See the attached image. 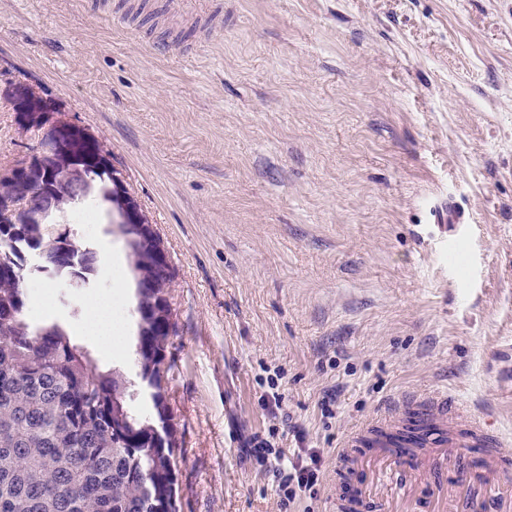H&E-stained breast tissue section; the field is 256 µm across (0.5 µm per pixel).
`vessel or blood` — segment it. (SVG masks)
Here are the masks:
<instances>
[{
    "instance_id": "1",
    "label": "vessel or blood",
    "mask_w": 512,
    "mask_h": 512,
    "mask_svg": "<svg viewBox=\"0 0 512 512\" xmlns=\"http://www.w3.org/2000/svg\"><path fill=\"white\" fill-rule=\"evenodd\" d=\"M190 5L196 22V45L210 38L217 18L209 9L210 0H184ZM413 413L424 421L430 431L428 453L422 464L406 468L399 453H368L361 448L360 436L347 439L337 451L340 467L355 468L370 473L374 486L386 491L383 505L386 512H412L414 491L425 476L455 474L451 483L436 484L432 493V512H483L489 506L488 494L502 484L512 481V452L503 446L500 435L490 433L477 420L461 424L447 396L406 400L402 412L376 422L377 427L397 426L403 413ZM471 448L486 451L481 472H471L466 464V452ZM373 488L362 489L358 500L346 497L341 487H334L332 498L336 512H360L364 501L373 497Z\"/></svg>"
}]
</instances>
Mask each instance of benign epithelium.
Masks as SVG:
<instances>
[{
  "instance_id": "obj_1",
  "label": "benign epithelium",
  "mask_w": 512,
  "mask_h": 512,
  "mask_svg": "<svg viewBox=\"0 0 512 512\" xmlns=\"http://www.w3.org/2000/svg\"><path fill=\"white\" fill-rule=\"evenodd\" d=\"M12 111L15 112L19 130L27 139L36 143L52 144L49 151L32 152L25 149L18 160L8 169L0 171V180L12 181L20 186L14 198H0V222L3 224H45L54 216L68 212L76 202L94 193L97 183L80 152L88 145H99L95 166L108 172L110 180L106 190L110 204L116 208L124 224H137L144 237L151 243L158 264L168 269L172 263L162 246L154 225L142 212L137 201L128 191L120 173L112 165V159L104 145L84 125L72 118L63 104L55 97L40 92L31 86L24 89L13 84ZM62 169L66 173L63 186L51 189V206L37 200L32 191L36 176L48 170Z\"/></svg>"
}]
</instances>
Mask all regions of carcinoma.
Returning a JSON list of instances; mask_svg holds the SVG:
<instances>
[{
  "instance_id": "obj_1",
  "label": "carcinoma",
  "mask_w": 512,
  "mask_h": 512,
  "mask_svg": "<svg viewBox=\"0 0 512 512\" xmlns=\"http://www.w3.org/2000/svg\"><path fill=\"white\" fill-rule=\"evenodd\" d=\"M1 239L42 252L40 272L48 279L84 285L97 267L94 249L75 251L73 235L55 237L46 224L0 223ZM12 256L0 266V512H177L176 434L158 433L134 414L119 370L100 369L61 325L28 318V270ZM131 267L137 361L164 416L175 323L162 309V289L150 287L158 272L141 262ZM425 441L413 421L392 437L398 448Z\"/></svg>"
}]
</instances>
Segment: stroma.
Instances as JSON below:
<instances>
[{
	"mask_svg": "<svg viewBox=\"0 0 512 512\" xmlns=\"http://www.w3.org/2000/svg\"><path fill=\"white\" fill-rule=\"evenodd\" d=\"M85 2L0 0V166L22 146L11 83L38 84L168 250L179 512H336L337 448L410 393L512 438V0H223L208 46L167 58L149 44L193 29L176 0ZM448 202L468 223H432ZM92 217L75 237L126 251ZM110 286L43 321L84 323ZM99 364L155 421L133 354ZM275 372L286 424L259 403ZM290 423L323 477L284 509L242 447L292 446Z\"/></svg>",
	"mask_w": 512,
	"mask_h": 512,
	"instance_id": "1",
	"label": "stroma"
}]
</instances>
